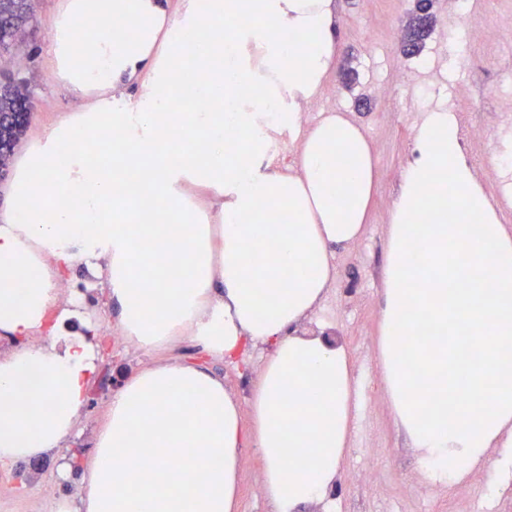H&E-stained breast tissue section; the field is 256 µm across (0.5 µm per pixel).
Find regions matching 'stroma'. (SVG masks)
Returning <instances> with one entry per match:
<instances>
[{
  "label": "stroma",
  "mask_w": 512,
  "mask_h": 512,
  "mask_svg": "<svg viewBox=\"0 0 512 512\" xmlns=\"http://www.w3.org/2000/svg\"><path fill=\"white\" fill-rule=\"evenodd\" d=\"M58 3L29 0L35 25L25 26L19 42L0 51V69L25 84L30 94L31 115L20 136L24 142L76 107L48 76L42 55ZM413 9L414 0H337L340 53L336 68L323 92L301 108L306 127L327 113H343L362 128L376 160V191L363 233L354 244L337 249L334 280L305 323L306 330L335 334L348 347L360 390L358 421L351 429L335 499L340 505L361 501L365 512H377L385 499L404 504L407 512H475L479 506L491 512H512V480L493 488L481 473L451 485L423 479L419 458L392 415L376 357L361 356L363 346L378 345L391 207L404 165L418 155L415 132L422 113L461 109L473 127L484 130L485 139L463 140V152L476 165L485 194L498 207L501 220L512 217V160L497 159L501 140L495 114L500 96L512 95V40L468 56L452 49L458 32L512 17V0H471L470 7L459 12L449 10L448 0H436L434 31L422 51L408 57L401 51L399 36ZM413 100L420 101V111L408 110ZM94 296L95 304L81 303L79 310L100 338H113L114 343L99 352L85 412L57 460L0 462V512H53L56 500L77 497V485L62 480L57 467L72 455H91L115 391L112 378L123 379L160 362L189 361L197 355L198 346L187 335L154 350L121 339L105 289L96 288ZM271 353V346L260 345L232 361L207 359L208 367L223 377L237 398L243 426L251 424V398ZM359 448L375 451L371 461L375 483L349 478L360 465L355 454ZM238 512H271L262 489V461L253 448L242 453Z\"/></svg>",
  "instance_id": "35a3bbf8"
}]
</instances>
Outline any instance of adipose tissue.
<instances>
[{
  "instance_id": "obj_1",
  "label": "adipose tissue",
  "mask_w": 512,
  "mask_h": 512,
  "mask_svg": "<svg viewBox=\"0 0 512 512\" xmlns=\"http://www.w3.org/2000/svg\"><path fill=\"white\" fill-rule=\"evenodd\" d=\"M240 19L225 40L224 19ZM96 27L78 40L80 24ZM44 54L80 106L25 146L0 210V462L56 453L84 412L97 335L56 323L64 268L102 274L126 340L181 333L211 356L273 344L252 425L201 363L138 371L113 394L78 499L56 512H235L242 448L273 512L327 501L353 419L343 343L301 333L376 188L362 129L300 107L336 67L334 0H60ZM300 135L298 163L276 165ZM389 227L379 360L425 480L464 481L512 446V229L464 162L455 118L427 113ZM434 337L408 345L412 330ZM43 333L46 343L33 344ZM35 394H27L30 378ZM301 455L285 463L288 451Z\"/></svg>"
}]
</instances>
